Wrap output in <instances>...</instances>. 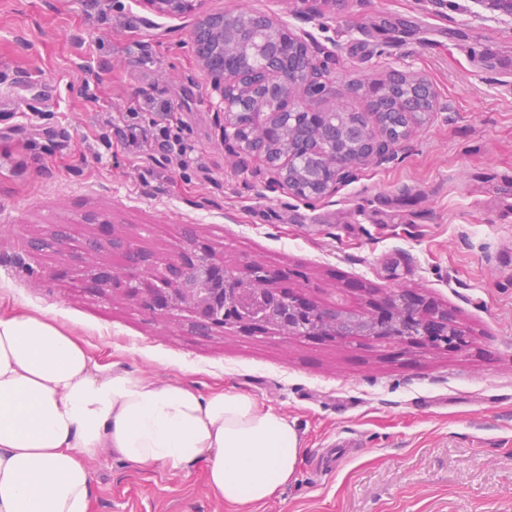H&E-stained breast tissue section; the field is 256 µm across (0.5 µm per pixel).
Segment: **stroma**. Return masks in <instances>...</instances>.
Masks as SVG:
<instances>
[{"mask_svg":"<svg viewBox=\"0 0 512 512\" xmlns=\"http://www.w3.org/2000/svg\"><path fill=\"white\" fill-rule=\"evenodd\" d=\"M305 36L330 87L316 110L368 113L350 86L397 70L439 110L380 163L305 201L224 141L194 15L142 0H0V311L54 319L113 369L231 387L295 420L296 475L255 512H512V18L475 0H206ZM179 130L203 161L132 153L110 127ZM102 249L83 257L85 242ZM133 246L279 272L323 306L407 288L452 312L461 351L299 338L159 318L99 273ZM90 512H233L204 464L88 462Z\"/></svg>","mask_w":512,"mask_h":512,"instance_id":"1","label":"stroma"}]
</instances>
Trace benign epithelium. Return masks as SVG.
<instances>
[{
	"instance_id": "obj_1",
	"label": "benign epithelium",
	"mask_w": 512,
	"mask_h": 512,
	"mask_svg": "<svg viewBox=\"0 0 512 512\" xmlns=\"http://www.w3.org/2000/svg\"><path fill=\"white\" fill-rule=\"evenodd\" d=\"M202 2L143 0L147 8L159 15H196V38L205 35L213 20V15L201 12ZM477 3L493 13L512 17V0H477ZM268 24L269 29L264 34L253 36L245 45L234 49L238 57V67L234 70L197 53L211 76L212 88L224 103V129L232 130L234 150L252 156L257 155L248 145L253 134L282 135V131L271 123L270 116L274 113L304 118L319 130L336 125L335 111L311 109L295 99V92L300 87L311 100L328 90L322 68L312 61L305 69L267 73L266 97L256 102L252 101L246 87L237 86L239 72L249 70L255 58L266 54L265 47L270 38H278L276 57L280 59L300 51L307 52L301 36L285 31L271 19ZM247 110L251 111L253 121L249 128L242 130L238 116ZM340 142L343 148L324 156L330 175H324L318 167L304 164L293 167L292 156L288 153L276 163H267L273 173V183L287 187L289 194L298 198H325L336 191L337 184L348 178L352 166L381 162L388 156V141L378 138L366 127L342 126ZM126 263L138 271L136 277L127 281V292L139 298L145 310L169 323L181 320L186 311L203 331L240 323L254 330L272 326L298 337L338 338L335 325L323 318L326 313L336 314V308H320L301 295H290L274 288L275 273L264 266L252 264L241 272L230 271L209 253L193 259L169 254L160 258L159 263L150 264L145 256L131 248L126 253ZM396 294L410 311L401 317L398 328L391 329L387 325V321L396 315L388 297L370 304L366 310H348L369 325L353 337L390 343L414 340L421 345L455 350L466 346V337L448 310H441L432 301L404 288L397 289Z\"/></svg>"
}]
</instances>
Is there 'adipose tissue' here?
I'll list each match as a JSON object with an SVG mask.
<instances>
[{"label":"adipose tissue","instance_id":"adipose-tissue-1","mask_svg":"<svg viewBox=\"0 0 512 512\" xmlns=\"http://www.w3.org/2000/svg\"><path fill=\"white\" fill-rule=\"evenodd\" d=\"M301 444L249 394L119 372L53 319L0 314V512H90L87 461L104 448L141 466L204 463L215 495L250 512L291 481Z\"/></svg>","mask_w":512,"mask_h":512}]
</instances>
